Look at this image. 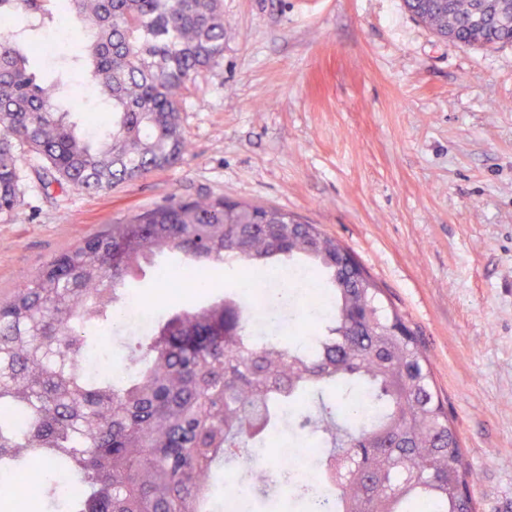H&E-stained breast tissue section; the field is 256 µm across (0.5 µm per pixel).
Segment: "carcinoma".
I'll use <instances>...</instances> for the list:
<instances>
[{
  "label": "carcinoma",
  "instance_id": "obj_1",
  "mask_svg": "<svg viewBox=\"0 0 512 512\" xmlns=\"http://www.w3.org/2000/svg\"><path fill=\"white\" fill-rule=\"evenodd\" d=\"M438 36L465 46L512 45V0H404ZM0 213L21 215L25 173L17 146L38 159L34 177L96 191L179 163L187 83L224 59L221 0H0ZM72 29V47L48 76L31 66L47 27ZM112 113L97 134L71 119L73 77ZM346 249L281 209L222 197L172 198L105 227L0 296V470L49 465L42 502L84 484L69 512H211L217 471L314 402L293 422L316 439L317 478L335 512H474L462 493L472 472L438 391L427 349L405 315ZM207 277L237 263L299 270L332 304L315 344H263L240 286L190 309L157 314L135 340L125 383L112 361L93 373V329H112L126 285L144 267ZM339 397L332 406L325 401Z\"/></svg>",
  "mask_w": 512,
  "mask_h": 512
}]
</instances>
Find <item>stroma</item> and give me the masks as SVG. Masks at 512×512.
<instances>
[{"label":"stroma","instance_id":"35a3bbf8","mask_svg":"<svg viewBox=\"0 0 512 512\" xmlns=\"http://www.w3.org/2000/svg\"><path fill=\"white\" fill-rule=\"evenodd\" d=\"M224 58L183 93L175 166L97 193L27 179L0 214V294L175 197L273 206L345 244L425 341L477 480L512 512V45L436 36L403 0H223ZM255 302L309 336L306 289Z\"/></svg>","mask_w":512,"mask_h":512}]
</instances>
